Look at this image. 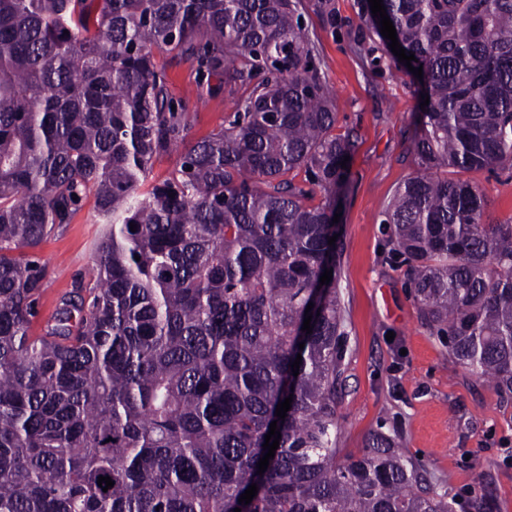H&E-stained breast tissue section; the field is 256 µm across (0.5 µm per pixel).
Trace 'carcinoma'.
Wrapping results in <instances>:
<instances>
[{
  "instance_id": "cac0c4a2",
  "label": "carcinoma",
  "mask_w": 512,
  "mask_h": 512,
  "mask_svg": "<svg viewBox=\"0 0 512 512\" xmlns=\"http://www.w3.org/2000/svg\"><path fill=\"white\" fill-rule=\"evenodd\" d=\"M383 4L429 97L383 212L388 259L451 355L512 395V219L487 222L479 184L452 177L512 166V0ZM299 6L0 0V512H454L385 432L336 447L345 318L320 276L357 140L335 133ZM360 10L377 60L412 75ZM157 51L231 88L224 127L188 140ZM90 194V279L34 336V250Z\"/></svg>"
}]
</instances>
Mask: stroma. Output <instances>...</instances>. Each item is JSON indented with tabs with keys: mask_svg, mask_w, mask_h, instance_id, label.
Returning <instances> with one entry per match:
<instances>
[{
	"mask_svg": "<svg viewBox=\"0 0 512 512\" xmlns=\"http://www.w3.org/2000/svg\"><path fill=\"white\" fill-rule=\"evenodd\" d=\"M303 26L337 112V133L354 131L357 151L341 209V300L347 332L337 445L356 455L376 429L419 457L455 512H512V398L500 397L450 354L422 322L404 264L388 261L383 211L415 169L409 152L419 109L411 77L376 68L356 0H302ZM170 74L171 96L192 116L190 139L219 129L230 92L211 79L198 104L194 66L156 54ZM491 220L512 218V169L475 174ZM102 227L86 197L70 224L36 249L46 263L33 333H41L60 299L89 280Z\"/></svg>",
	"mask_w": 512,
	"mask_h": 512,
	"instance_id": "stroma-1",
	"label": "stroma"
}]
</instances>
